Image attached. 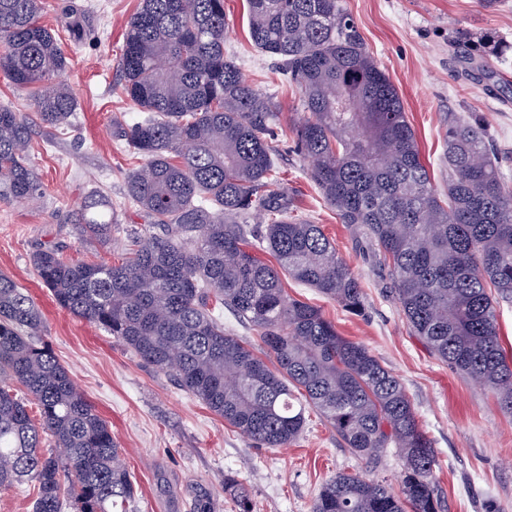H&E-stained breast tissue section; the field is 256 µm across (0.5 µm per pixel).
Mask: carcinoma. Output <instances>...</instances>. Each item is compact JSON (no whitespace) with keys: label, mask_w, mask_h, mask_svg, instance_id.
Segmentation results:
<instances>
[{"label":"carcinoma","mask_w":512,"mask_h":512,"mask_svg":"<svg viewBox=\"0 0 512 512\" xmlns=\"http://www.w3.org/2000/svg\"><path fill=\"white\" fill-rule=\"evenodd\" d=\"M246 2L252 44L302 94L295 149L323 201L388 266L411 330L512 413V354L497 327L500 303L512 302V186L487 131L448 121V193L439 195L397 87L341 0ZM42 11L43 0H0V74L32 91L42 124L59 127L76 118V101L59 81L68 56ZM226 34L224 0H140L112 86L140 117L112 119V136L144 159L126 177L127 203L163 232L132 241L113 264L43 247L33 269L58 307L117 338L245 439L286 448L314 412L352 454L394 452L399 490L339 473L311 512H443L436 451L401 379L282 286L286 273L353 315L365 308L322 225L295 217L291 197L270 189L278 107L228 58ZM348 100L357 111L342 110ZM31 136L27 114L0 106V202L43 195ZM255 215L267 223L250 235ZM118 223L109 200L91 193L77 229L105 238ZM224 309L254 327L261 353L224 330ZM43 328L32 297L0 273V488L33 483V512H62L66 498L77 512H128L136 481L112 428L37 342ZM44 434L61 452L43 450ZM224 491L252 512L236 480L224 479Z\"/></svg>","instance_id":"cac0c4a2"}]
</instances>
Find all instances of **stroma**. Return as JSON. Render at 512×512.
Returning a JSON list of instances; mask_svg holds the SVG:
<instances>
[{"instance_id": "obj_1", "label": "stroma", "mask_w": 512, "mask_h": 512, "mask_svg": "<svg viewBox=\"0 0 512 512\" xmlns=\"http://www.w3.org/2000/svg\"><path fill=\"white\" fill-rule=\"evenodd\" d=\"M43 2L42 20L70 57L63 79L76 97L78 117L68 126L35 128L31 155L45 195L29 206L0 202V272L28 290L45 317L43 339L111 424L136 478L133 512H193L203 497L211 512H236L224 492L228 477L243 483L253 512H311L321 485L340 472L378 475L398 484L394 455L375 464L353 456L316 415L294 445L256 446L123 343L52 302L31 265L33 252L53 246L73 261L114 262L124 257L132 237L148 236L154 227L132 208L104 241L81 236L73 224L92 191L124 206L126 176L137 166L120 151L112 120L131 121L139 111L112 87L124 28L139 0H76L84 31L79 38L61 13L64 0ZM341 3L398 88L438 191L448 188L444 133L456 115L485 122L500 170L512 182V0L490 6L484 0ZM224 12L227 55L281 112L275 129L280 187L293 197L297 215L321 224L334 241L364 286L366 308L361 315L349 314L287 276L285 290L320 307L341 336L366 345L402 380L437 452L435 475L449 512H512V413L410 331L389 293L386 269L323 201L307 174V161L294 150L291 126L303 112L300 91L282 87L274 59L251 44L246 0H224ZM461 34L474 41L497 36L509 46L506 60L462 58L454 43Z\"/></svg>"}]
</instances>
